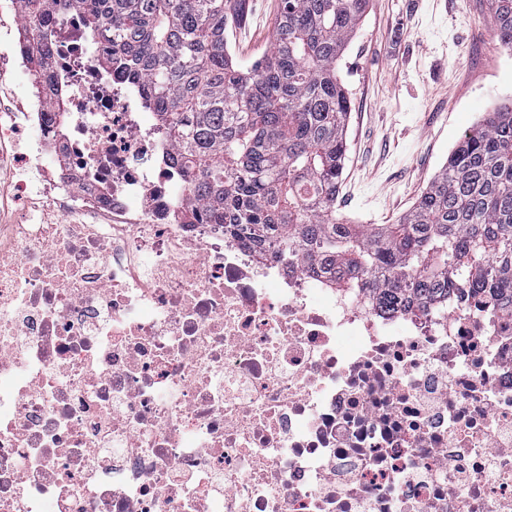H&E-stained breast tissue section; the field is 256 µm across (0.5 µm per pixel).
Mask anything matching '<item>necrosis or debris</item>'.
<instances>
[{
  "label": "necrosis or debris",
  "instance_id": "necrosis-or-debris-1",
  "mask_svg": "<svg viewBox=\"0 0 512 512\" xmlns=\"http://www.w3.org/2000/svg\"><path fill=\"white\" fill-rule=\"evenodd\" d=\"M0 0V512H512V318L190 224L85 10ZM53 165H44L45 156Z\"/></svg>",
  "mask_w": 512,
  "mask_h": 512
}]
</instances>
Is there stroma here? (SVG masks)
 Here are the masks:
<instances>
[{"mask_svg": "<svg viewBox=\"0 0 512 512\" xmlns=\"http://www.w3.org/2000/svg\"><path fill=\"white\" fill-rule=\"evenodd\" d=\"M282 0H229V44L251 65ZM338 72L351 97L338 214L390 224L408 212L484 113L512 104V52L488 0H370Z\"/></svg>", "mask_w": 512, "mask_h": 512, "instance_id": "obj_1", "label": "stroma"}]
</instances>
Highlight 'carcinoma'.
Returning a JSON list of instances; mask_svg holds the SVG:
<instances>
[{
  "label": "carcinoma",
  "mask_w": 512,
  "mask_h": 512,
  "mask_svg": "<svg viewBox=\"0 0 512 512\" xmlns=\"http://www.w3.org/2000/svg\"><path fill=\"white\" fill-rule=\"evenodd\" d=\"M29 48L50 13L89 12L107 62L147 87L193 194L192 219L224 225L259 259L362 275L385 305L482 294L512 316V106L487 112L395 224L336 217L350 98L337 65L369 0H282L269 51L230 52L227 0H20ZM512 50V0H490Z\"/></svg>",
  "instance_id": "obj_1"
}]
</instances>
